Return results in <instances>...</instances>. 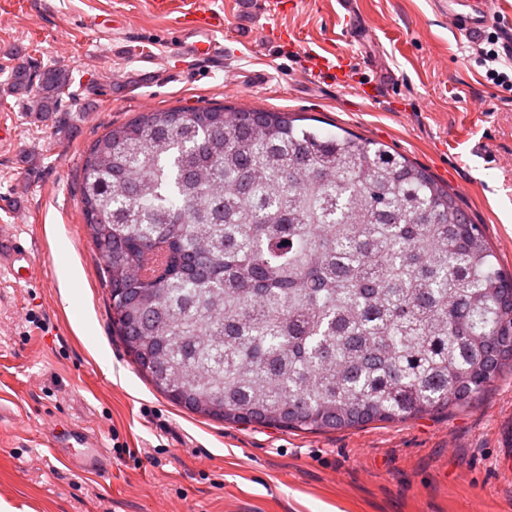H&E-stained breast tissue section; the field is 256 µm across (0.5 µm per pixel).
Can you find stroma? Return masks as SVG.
<instances>
[{
	"instance_id": "35a3bbf8",
	"label": "stroma",
	"mask_w": 512,
	"mask_h": 512,
	"mask_svg": "<svg viewBox=\"0 0 512 512\" xmlns=\"http://www.w3.org/2000/svg\"><path fill=\"white\" fill-rule=\"evenodd\" d=\"M224 16L221 55L177 56L176 15L147 0H0V234L33 243L36 285L0 274V503L13 512H512V371L473 405L326 433L228 424L189 413L140 376L112 332L78 192L83 155L109 126L172 107L261 108L379 141L457 191L512 273V97L467 57L436 0H356L373 33L346 35L336 0H296L305 42L253 38L263 0H206ZM107 18L91 25L92 16ZM340 44L355 82L388 79L375 104L314 77L310 43ZM71 70L70 97L41 123L5 93L11 67ZM265 70L251 89L245 73ZM75 423L111 470L61 463L44 427Z\"/></svg>"
}]
</instances>
